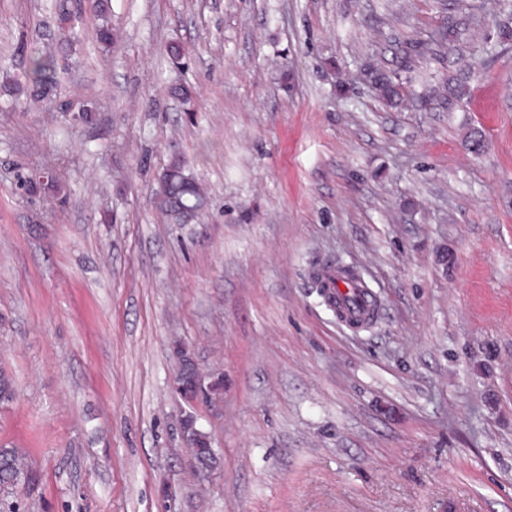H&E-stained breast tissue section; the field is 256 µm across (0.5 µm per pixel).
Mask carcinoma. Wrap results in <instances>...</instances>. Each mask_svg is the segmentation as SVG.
Returning a JSON list of instances; mask_svg holds the SVG:
<instances>
[{"label":"carcinoma","mask_w":512,"mask_h":512,"mask_svg":"<svg viewBox=\"0 0 512 512\" xmlns=\"http://www.w3.org/2000/svg\"><path fill=\"white\" fill-rule=\"evenodd\" d=\"M94 16L101 20L96 29L95 38L100 44L112 45V26L108 20L109 0H89ZM60 8L59 36L64 42L78 40L79 33L73 19L64 5ZM30 66L29 100L32 103L51 101L57 91V62L50 51L42 52L34 47L28 57ZM412 66L411 53L403 52L396 68L387 70L379 65H370L365 69L367 81L378 97L388 106L397 105L403 97L404 81L402 73ZM208 204V196L202 185L186 167L184 161L177 158L164 170L154 192V204L171 221L181 224L187 221L183 212L184 204ZM199 447L192 449L194 459L201 465L213 463L215 452L211 437L199 431ZM30 475L23 463V456L15 448H0V486L8 488L19 483L29 482Z\"/></svg>","instance_id":"obj_1"}]
</instances>
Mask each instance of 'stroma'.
I'll list each match as a JSON object with an SVG mask.
<instances>
[{"instance_id":"obj_1","label":"stroma","mask_w":512,"mask_h":512,"mask_svg":"<svg viewBox=\"0 0 512 512\" xmlns=\"http://www.w3.org/2000/svg\"><path fill=\"white\" fill-rule=\"evenodd\" d=\"M67 7L72 46L52 0H0V447L31 473L0 502L512 512V0H111L109 52ZM443 27L387 107L366 66ZM24 43L57 102L28 105ZM61 100L95 120L65 132ZM175 157L209 197L185 224L152 203ZM324 264L377 321L338 322ZM179 342L222 389L175 391ZM187 418V416L183 417L181 419V425H180V434L182 441L185 443L186 448H192L193 457L194 459L201 465H210L213 463L212 455L216 451V448H213V442L211 437L204 431H202L200 428L196 427L199 430V437H198V444L199 448H194L195 442L193 439V426L186 422L184 426V421Z\"/></svg>"}]
</instances>
